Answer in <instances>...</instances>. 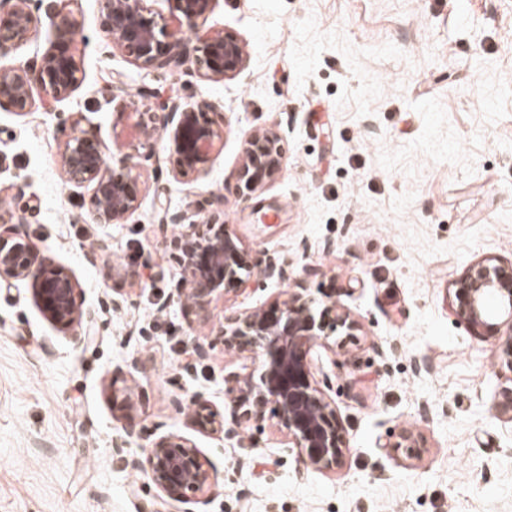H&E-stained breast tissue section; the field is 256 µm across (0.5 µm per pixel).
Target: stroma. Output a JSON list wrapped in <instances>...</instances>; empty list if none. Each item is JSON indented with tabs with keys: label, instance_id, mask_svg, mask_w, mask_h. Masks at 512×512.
I'll return each instance as SVG.
<instances>
[{
	"label": "stroma",
	"instance_id": "obj_1",
	"mask_svg": "<svg viewBox=\"0 0 512 512\" xmlns=\"http://www.w3.org/2000/svg\"><path fill=\"white\" fill-rule=\"evenodd\" d=\"M30 6L44 21L76 15L82 82L48 110L0 108V184L23 188L0 208L22 216L38 260L73 276L95 322L76 342L32 281L0 287V512H183L130 464L169 434L216 471L203 512H512V417L495 408L512 373L496 364L501 339L472 336L448 296L470 261L512 260V0H215L206 29L247 48L244 69L218 80L190 62L137 68L111 49L101 0ZM116 74L132 95L212 104L224 140L188 177L162 141L139 161L137 209L98 224L58 153L80 112L123 159L134 119L112 101ZM257 128L281 136L286 162L250 192L235 172ZM210 194L250 260L290 278L253 274L201 314L172 298L179 228L159 211ZM306 265L318 269L306 288L342 295L362 325L358 344L313 359L350 449L337 472L307 466L273 423L228 435L192 422L199 401L230 413L224 376L252 366L225 352V315L279 300ZM114 380L131 386L130 412L113 410ZM406 429L420 435L412 455L392 447Z\"/></svg>",
	"mask_w": 512,
	"mask_h": 512
}]
</instances>
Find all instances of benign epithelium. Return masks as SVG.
<instances>
[{
    "label": "benign epithelium",
    "mask_w": 512,
    "mask_h": 512,
    "mask_svg": "<svg viewBox=\"0 0 512 512\" xmlns=\"http://www.w3.org/2000/svg\"><path fill=\"white\" fill-rule=\"evenodd\" d=\"M170 17L193 26L206 23L215 0H165ZM0 58L35 37L36 16L29 0H0ZM105 31L111 46L143 69L167 70L193 58L199 75L229 78L244 68L247 56L236 38L220 32H205L192 45L175 37L167 17L152 8L149 0H103ZM79 22L70 12L59 10L51 20L50 47L38 61L4 67L0 65V106L16 114L31 111L36 102L48 106L71 97L80 86V66L73 52ZM112 96L124 109L138 115L137 136L128 143V158L152 156L157 137L172 138L179 156L181 175L200 171L224 138V129L214 126L206 114L209 104L168 102L161 112L142 108L123 86ZM84 116L71 118V133L63 141L59 160L66 181L91 190L92 216L99 224H115L133 213L139 201L141 173L137 165H110L107 146L81 129ZM285 154L280 138L268 129H255L241 144L238 180L254 190L282 168ZM209 210L203 222L181 212L164 210L160 223L177 224V259L182 268L175 291L189 306L205 312L224 296L226 287L250 281L253 265L238 235L228 230L221 215L224 197L215 195L197 203ZM9 210H0V280L33 281L35 296L49 318L61 325L80 327L87 317L75 302L76 283L62 268L38 261L33 249ZM454 312L475 336L503 339L498 365L512 372V262L494 257L471 261L448 287ZM360 324L340 299L318 301L305 288H293L285 298L224 319L220 326L224 350L248 354L254 369L247 374L231 372L224 383L235 393L234 421L261 424L274 420L308 465L316 470L342 466L350 452L336 402L315 380L312 351L339 334L356 337ZM112 406L133 408L132 390L112 389ZM195 423L202 429L224 430V416L197 405ZM145 472L166 497L184 504L199 503V495L211 486L215 474L201 458L192 441L180 435L159 438L145 448Z\"/></svg>",
    "instance_id": "obj_1"
}]
</instances>
